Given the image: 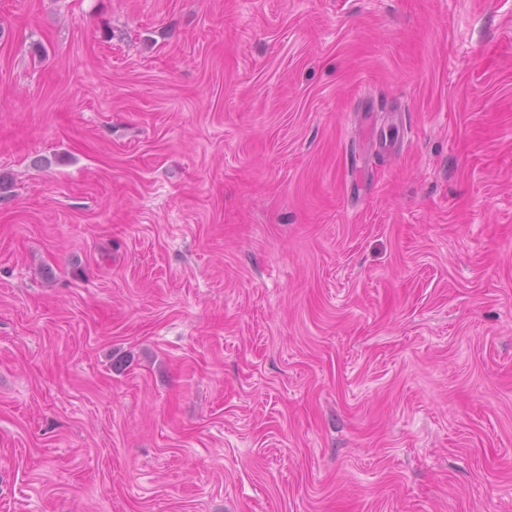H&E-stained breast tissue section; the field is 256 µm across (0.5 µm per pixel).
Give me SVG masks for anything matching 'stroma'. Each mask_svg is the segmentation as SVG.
Returning <instances> with one entry per match:
<instances>
[{
	"label": "stroma",
	"instance_id": "35a3bbf8",
	"mask_svg": "<svg viewBox=\"0 0 512 512\" xmlns=\"http://www.w3.org/2000/svg\"><path fill=\"white\" fill-rule=\"evenodd\" d=\"M0 512H512V0H0Z\"/></svg>",
	"mask_w": 512,
	"mask_h": 512
}]
</instances>
